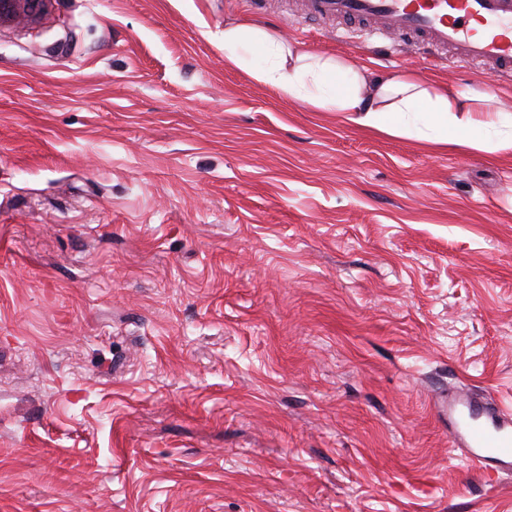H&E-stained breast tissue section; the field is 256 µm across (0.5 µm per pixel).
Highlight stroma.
<instances>
[{
	"label": "stroma",
	"instance_id": "obj_1",
	"mask_svg": "<svg viewBox=\"0 0 512 512\" xmlns=\"http://www.w3.org/2000/svg\"><path fill=\"white\" fill-rule=\"evenodd\" d=\"M512 81L281 0H49L0 27V512H512L433 415L512 411V151L360 129L224 26Z\"/></svg>",
	"mask_w": 512,
	"mask_h": 512
}]
</instances>
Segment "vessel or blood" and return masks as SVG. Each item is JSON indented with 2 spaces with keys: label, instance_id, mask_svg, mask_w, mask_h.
Here are the masks:
<instances>
[{
  "label": "vessel or blood",
  "instance_id": "vessel-or-blood-1",
  "mask_svg": "<svg viewBox=\"0 0 512 512\" xmlns=\"http://www.w3.org/2000/svg\"><path fill=\"white\" fill-rule=\"evenodd\" d=\"M303 18L361 23L365 37L453 50L457 63L512 76V0H303ZM438 422L479 472L512 469V413L461 392L439 402Z\"/></svg>",
  "mask_w": 512,
  "mask_h": 512
}]
</instances>
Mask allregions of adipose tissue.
<instances>
[{
	"label": "adipose tissue",
	"mask_w": 512,
	"mask_h": 512,
	"mask_svg": "<svg viewBox=\"0 0 512 512\" xmlns=\"http://www.w3.org/2000/svg\"><path fill=\"white\" fill-rule=\"evenodd\" d=\"M224 61L286 98L345 113L361 129L489 154L512 150L511 112L474 111L446 85L378 79L365 67L283 43L260 25L225 26Z\"/></svg>",
	"instance_id": "ef3b65f1"
}]
</instances>
